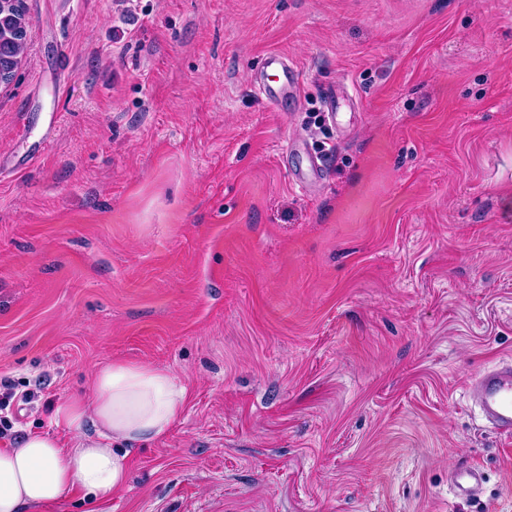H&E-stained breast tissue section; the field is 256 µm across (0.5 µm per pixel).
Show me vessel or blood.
Wrapping results in <instances>:
<instances>
[{
    "mask_svg": "<svg viewBox=\"0 0 512 512\" xmlns=\"http://www.w3.org/2000/svg\"><path fill=\"white\" fill-rule=\"evenodd\" d=\"M261 71L265 75L259 84L261 95L277 105L295 99L300 91V75L297 67L284 53L271 50L262 57ZM59 116L50 113L44 123V132L37 144L27 152L28 161H36L51 143L58 127ZM484 418L505 435H512V365H503L481 373L467 384ZM451 480L459 494L475 495L481 483L478 468L463 466L451 473Z\"/></svg>",
    "mask_w": 512,
    "mask_h": 512,
    "instance_id": "1",
    "label": "vessel or blood"
}]
</instances>
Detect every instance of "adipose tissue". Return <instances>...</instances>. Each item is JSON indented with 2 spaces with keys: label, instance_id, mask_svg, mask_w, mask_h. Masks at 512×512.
I'll use <instances>...</instances> for the list:
<instances>
[{
  "label": "adipose tissue",
  "instance_id": "obj_1",
  "mask_svg": "<svg viewBox=\"0 0 512 512\" xmlns=\"http://www.w3.org/2000/svg\"><path fill=\"white\" fill-rule=\"evenodd\" d=\"M186 392L166 370L139 363L100 369L90 396L58 404L56 423L73 433V447L29 434L0 448V512H43L79 492L104 502L126 484L131 445L166 436L184 409Z\"/></svg>",
  "mask_w": 512,
  "mask_h": 512
}]
</instances>
